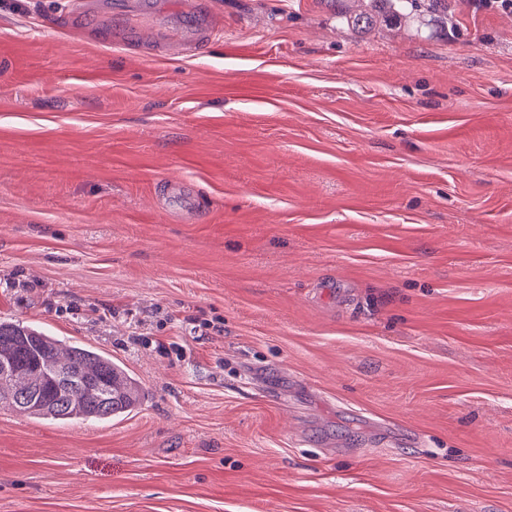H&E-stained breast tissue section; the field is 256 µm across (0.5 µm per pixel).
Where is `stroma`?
Listing matches in <instances>:
<instances>
[{
  "mask_svg": "<svg viewBox=\"0 0 512 512\" xmlns=\"http://www.w3.org/2000/svg\"><path fill=\"white\" fill-rule=\"evenodd\" d=\"M132 2L0 0V320L145 392L0 512H512V13ZM338 14L357 28H369L378 21L397 25L415 19L424 12L447 11V0H334Z\"/></svg>",
  "mask_w": 512,
  "mask_h": 512,
  "instance_id": "35a3bbf8",
  "label": "stroma"
}]
</instances>
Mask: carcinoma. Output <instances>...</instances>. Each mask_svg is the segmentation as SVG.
<instances>
[{
  "mask_svg": "<svg viewBox=\"0 0 512 512\" xmlns=\"http://www.w3.org/2000/svg\"><path fill=\"white\" fill-rule=\"evenodd\" d=\"M336 7L346 23L369 28L381 21L396 25L424 12H441L448 4L447 0H336ZM0 361L16 367L8 377H0V406L37 418L109 420L132 411L143 398L138 381L106 353L29 326L0 321ZM59 365L69 366L80 384L59 387L51 378ZM45 402L53 406L50 415L42 410Z\"/></svg>",
  "mask_w": 512,
  "mask_h": 512,
  "instance_id": "carcinoma-1",
  "label": "carcinoma"
}]
</instances>
